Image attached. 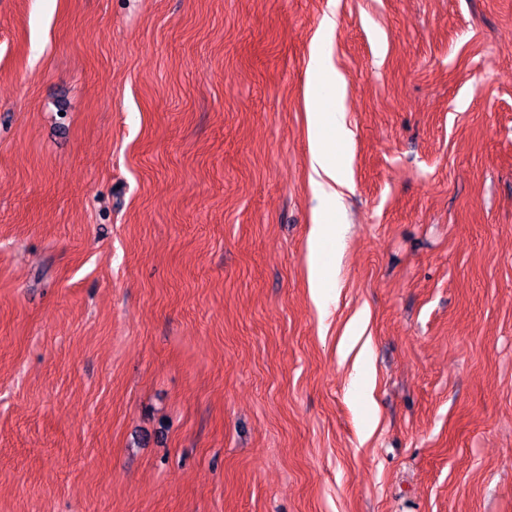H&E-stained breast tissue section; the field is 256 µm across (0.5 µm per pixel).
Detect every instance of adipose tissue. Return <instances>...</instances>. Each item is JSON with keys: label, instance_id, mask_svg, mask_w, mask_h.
<instances>
[{"label": "adipose tissue", "instance_id": "obj_1", "mask_svg": "<svg viewBox=\"0 0 512 512\" xmlns=\"http://www.w3.org/2000/svg\"><path fill=\"white\" fill-rule=\"evenodd\" d=\"M340 77L322 49H315L308 78L309 120L321 135L314 142L310 178L320 196L336 195L339 170L334 161L337 143L349 135L344 114L336 106ZM346 232L342 224L313 225L308 244L311 260L308 278L318 305H326L330 286V271L322 255L326 247L338 245Z\"/></svg>", "mask_w": 512, "mask_h": 512}]
</instances>
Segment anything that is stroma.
<instances>
[{
  "label": "stroma",
  "mask_w": 512,
  "mask_h": 512,
  "mask_svg": "<svg viewBox=\"0 0 512 512\" xmlns=\"http://www.w3.org/2000/svg\"><path fill=\"white\" fill-rule=\"evenodd\" d=\"M0 512H512V0H0ZM340 77L322 51L321 36L317 39L308 78L309 120L314 129L328 130L330 137L320 136L314 142L310 178L322 197L334 198L339 183L336 167V143L349 135L344 114L336 108ZM346 232L343 224H313L308 244L311 260L308 268L310 288H313L318 305L325 306L330 288V271L322 259L327 246L332 248L338 245Z\"/></svg>",
  "instance_id": "35a3bbf8"
}]
</instances>
